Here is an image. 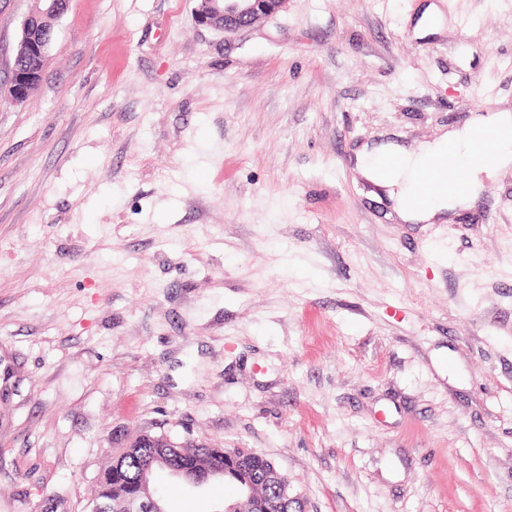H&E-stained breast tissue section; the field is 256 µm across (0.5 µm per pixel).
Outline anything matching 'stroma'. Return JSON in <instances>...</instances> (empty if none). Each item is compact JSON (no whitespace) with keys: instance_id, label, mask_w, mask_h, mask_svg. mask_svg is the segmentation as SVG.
Listing matches in <instances>:
<instances>
[{"instance_id":"1","label":"stroma","mask_w":512,"mask_h":512,"mask_svg":"<svg viewBox=\"0 0 512 512\" xmlns=\"http://www.w3.org/2000/svg\"><path fill=\"white\" fill-rule=\"evenodd\" d=\"M195 5L70 0L41 86L0 95V512H84L143 430L267 454L305 512H512V166L402 224L351 160L512 113V0L234 34ZM32 6L0 0V80Z\"/></svg>"}]
</instances>
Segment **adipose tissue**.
<instances>
[{"label":"adipose tissue","instance_id":"obj_1","mask_svg":"<svg viewBox=\"0 0 512 512\" xmlns=\"http://www.w3.org/2000/svg\"><path fill=\"white\" fill-rule=\"evenodd\" d=\"M492 130L512 131V114L502 112L488 119L473 121L461 129L419 143L412 149L392 139L363 144L355 153L356 167L366 181L382 190L402 222L442 223L450 212L482 189L485 179L512 165V148L505 145L499 146L489 159L473 157L474 145ZM452 150L465 164L463 191H446L429 201L415 203L421 170L433 161L446 162Z\"/></svg>","mask_w":512,"mask_h":512}]
</instances>
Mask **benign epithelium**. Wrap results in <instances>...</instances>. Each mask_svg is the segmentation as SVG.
Listing matches in <instances>:
<instances>
[{"mask_svg": "<svg viewBox=\"0 0 512 512\" xmlns=\"http://www.w3.org/2000/svg\"><path fill=\"white\" fill-rule=\"evenodd\" d=\"M23 20L14 48L7 91L18 105L25 103L42 82L45 62L54 36V22L67 9L68 0H33ZM287 0H198L194 22L224 33H235L278 13ZM170 474L193 488L208 483L214 471L192 465L170 469ZM152 469H143L140 492L124 504V512H164L162 498L151 486Z\"/></svg>", "mask_w": 512, "mask_h": 512, "instance_id": "benign-epithelium-1", "label": "benign epithelium"}]
</instances>
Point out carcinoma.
<instances>
[{
    "mask_svg": "<svg viewBox=\"0 0 512 512\" xmlns=\"http://www.w3.org/2000/svg\"><path fill=\"white\" fill-rule=\"evenodd\" d=\"M159 437V433L143 431L129 446L116 449L111 463L98 477L92 503L108 500L112 502L114 512H123L127 498L139 491L141 468L159 452L152 447V442ZM180 443L185 445L189 456L178 452L176 447L169 448L167 463L179 467L190 459L204 466H219L220 472L216 477L234 483L242 498V501L232 504L233 512H294L301 509L300 502L287 500L295 493L290 478H269L275 462L266 455L256 452L247 456L238 448H212L187 439L174 441L176 445Z\"/></svg>",
    "mask_w": 512,
    "mask_h": 512,
    "instance_id": "cac0c4a2",
    "label": "carcinoma"
}]
</instances>
